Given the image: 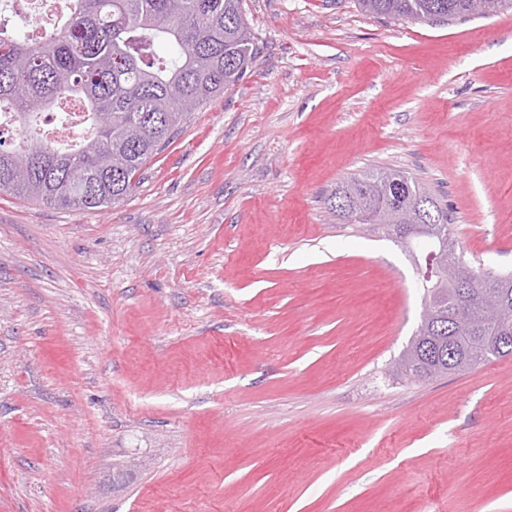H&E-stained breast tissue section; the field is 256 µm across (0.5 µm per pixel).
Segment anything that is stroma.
I'll return each mask as SVG.
<instances>
[{"instance_id": "stroma-1", "label": "stroma", "mask_w": 512, "mask_h": 512, "mask_svg": "<svg viewBox=\"0 0 512 512\" xmlns=\"http://www.w3.org/2000/svg\"><path fill=\"white\" fill-rule=\"evenodd\" d=\"M244 13L252 68L123 203L0 194V512H512V356L394 376L416 270L325 205L406 171L512 272V11Z\"/></svg>"}]
</instances>
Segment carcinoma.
Here are the masks:
<instances>
[{"instance_id": "obj_1", "label": "carcinoma", "mask_w": 512, "mask_h": 512, "mask_svg": "<svg viewBox=\"0 0 512 512\" xmlns=\"http://www.w3.org/2000/svg\"><path fill=\"white\" fill-rule=\"evenodd\" d=\"M243 0H69L63 25L32 44L0 20V112L25 114L18 138H0V193L44 205L105 209L123 202L148 160L189 112L224 93L254 60ZM477 0H358L394 21L449 23L480 15ZM82 101L94 136L61 147L41 132L42 116L62 96ZM338 223L392 235L410 225L406 247L426 272L433 254L456 253L448 209L407 173L375 169L344 178L326 198ZM460 281L469 292L454 294ZM484 330L470 332L466 306L495 297ZM426 311L406 352L401 378L429 379L504 357L512 333V274L486 276L459 262L435 271ZM455 330L448 332V316Z\"/></svg>"}]
</instances>
